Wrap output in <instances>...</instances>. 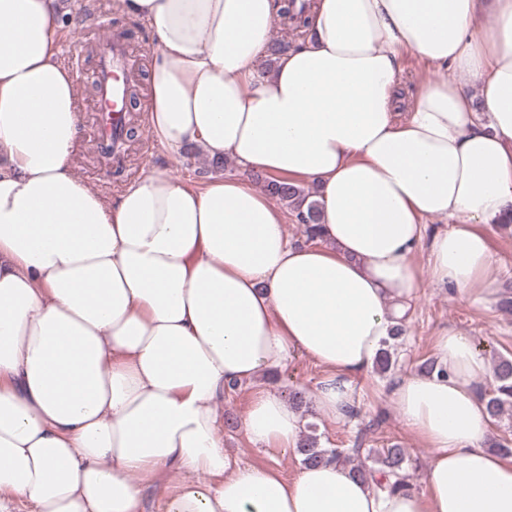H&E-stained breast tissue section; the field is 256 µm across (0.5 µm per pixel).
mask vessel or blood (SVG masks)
<instances>
[{"mask_svg": "<svg viewBox=\"0 0 512 512\" xmlns=\"http://www.w3.org/2000/svg\"><path fill=\"white\" fill-rule=\"evenodd\" d=\"M129 72L128 52L120 44H104L98 61V81L101 94L96 101V110L101 115L99 128L101 145L117 142L125 125L128 105L123 89Z\"/></svg>", "mask_w": 512, "mask_h": 512, "instance_id": "1", "label": "vessel or blood"}]
</instances>
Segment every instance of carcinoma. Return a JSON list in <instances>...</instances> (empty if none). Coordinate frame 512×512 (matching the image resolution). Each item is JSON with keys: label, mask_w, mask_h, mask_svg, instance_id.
Wrapping results in <instances>:
<instances>
[{"label": "carcinoma", "mask_w": 512, "mask_h": 512, "mask_svg": "<svg viewBox=\"0 0 512 512\" xmlns=\"http://www.w3.org/2000/svg\"><path fill=\"white\" fill-rule=\"evenodd\" d=\"M281 4L280 16L284 25L295 32L305 27L311 11L312 2L297 3V0H279ZM254 179L263 184L265 190L273 198L286 203L296 213L299 223L305 227L308 239L316 237L315 224L318 223L319 205L310 198L300 185L290 182L286 178H274L256 174ZM403 335V328L398 327L383 342L376 360L375 366L378 372L386 374L395 365V343ZM495 384L493 389L485 396L486 407L491 420H500L505 407H512V359L502 357L494 367ZM303 456V463L317 464L324 460H334L337 464L350 469L352 474L362 480H373L382 491L394 492L411 488L408 478L404 473L407 461L405 450L394 445L382 449L379 457L380 476H375V470L366 468L358 462L360 449L351 448L343 453L335 449L318 447L317 437L310 434L305 437L298 448Z\"/></svg>", "instance_id": "1"}]
</instances>
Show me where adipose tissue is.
I'll use <instances>...</instances> for the list:
<instances>
[{"label":"adipose tissue","instance_id":"obj_1","mask_svg":"<svg viewBox=\"0 0 512 512\" xmlns=\"http://www.w3.org/2000/svg\"><path fill=\"white\" fill-rule=\"evenodd\" d=\"M117 4L154 36L151 136L240 171L90 189L54 0H0V512H142L165 470L169 512H512V459L483 446L490 364L453 329L438 372L392 387L433 450L424 491L380 495L331 460L234 463L221 433L249 384V441L297 448L300 412L258 382L295 352L325 372L316 414L346 419L425 282L497 301L481 227L512 224V0H315L270 74L275 0ZM408 54L448 76L404 106ZM253 173L313 185L315 243L290 244Z\"/></svg>","mask_w":512,"mask_h":512}]
</instances>
